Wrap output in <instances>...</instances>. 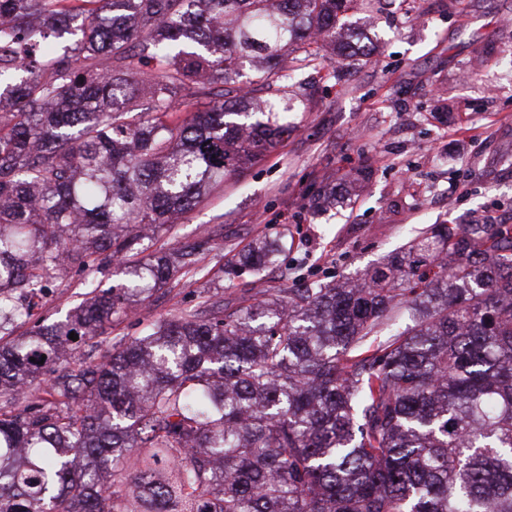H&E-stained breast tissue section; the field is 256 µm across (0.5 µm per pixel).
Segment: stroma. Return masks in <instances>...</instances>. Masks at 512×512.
<instances>
[{
	"instance_id": "1",
	"label": "stroma",
	"mask_w": 512,
	"mask_h": 512,
	"mask_svg": "<svg viewBox=\"0 0 512 512\" xmlns=\"http://www.w3.org/2000/svg\"><path fill=\"white\" fill-rule=\"evenodd\" d=\"M512 0H391L380 12L349 11L377 47L372 61H343L342 78L309 70L312 99L294 102L296 130L262 162L227 176L168 239L197 240L223 225L190 283L161 289L113 323L107 338L195 306L219 288L249 284L227 268L257 237L289 231L294 244L266 271L268 288L338 282L402 250L433 224L512 225ZM358 168L371 179L347 191ZM336 204L317 210L324 183ZM66 273L36 315L54 321L91 291Z\"/></svg>"
}]
</instances>
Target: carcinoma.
Listing matches in <instances>:
<instances>
[{"label": "carcinoma", "instance_id": "obj_1", "mask_svg": "<svg viewBox=\"0 0 512 512\" xmlns=\"http://www.w3.org/2000/svg\"><path fill=\"white\" fill-rule=\"evenodd\" d=\"M381 5L0 0V328L70 270L123 275L0 337V512H512V226L434 224L355 281L229 312L207 289L92 358L222 226L148 242L283 144L299 73L366 51L342 19ZM287 237L235 272L262 281Z\"/></svg>", "mask_w": 512, "mask_h": 512}]
</instances>
